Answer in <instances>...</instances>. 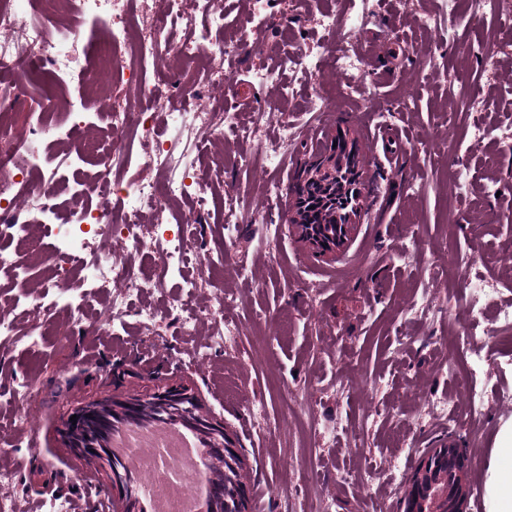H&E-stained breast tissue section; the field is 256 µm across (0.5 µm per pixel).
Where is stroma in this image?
<instances>
[{
    "label": "stroma",
    "instance_id": "obj_1",
    "mask_svg": "<svg viewBox=\"0 0 512 512\" xmlns=\"http://www.w3.org/2000/svg\"><path fill=\"white\" fill-rule=\"evenodd\" d=\"M335 32L314 12L268 6L261 34L251 31L252 0H224L223 38L233 47L229 78L210 91L214 109L238 113L247 138L217 140L200 128L173 134L167 115L190 109L172 96L156 110V130L174 155L211 170L201 199L166 212L161 233L184 231L193 243L178 277L110 316L108 299L71 259L47 267L59 224H30L37 252L9 238L0 252L25 266H0V512H102L108 479L66 448L70 412L104 395L184 383L232 433L247 462L254 512H402L419 456L449 437L464 448L468 475L485 479L498 435L512 425V328L498 319L512 306V34L500 30L496 0H321ZM361 21L350 35L352 18ZM349 36L354 66L313 72L317 49ZM491 39L489 53L463 59L459 43ZM298 62L294 98L275 108L278 83L258 85L256 69ZM88 100L85 137L102 142L110 123L92 93L70 84L51 119L68 122L70 99ZM322 110H315L317 102ZM265 120H257V113ZM294 138L279 163L261 161L282 127ZM358 150L399 156L384 196L361 211L344 250L326 258L305 248L292 223L294 187L304 165L338 134ZM251 158L242 165L241 156ZM465 171L468 191L454 175ZM265 200L257 217L225 212L226 195ZM223 248L222 265L202 257ZM488 282L483 317L471 320V295L450 285L449 266ZM56 279L68 295L50 288ZM199 286L187 294L182 281ZM233 306H225V295ZM84 303L95 326L70 318ZM156 312L153 324L139 316ZM192 318L185 331L183 318ZM470 328V344L449 338ZM233 344H225L227 335ZM480 359L484 406L465 417L437 413L435 401L465 399L449 359ZM26 387L25 405L15 393ZM335 420V436L321 421ZM361 447H351L352 436ZM373 457L377 468L364 466Z\"/></svg>",
    "mask_w": 512,
    "mask_h": 512
}]
</instances>
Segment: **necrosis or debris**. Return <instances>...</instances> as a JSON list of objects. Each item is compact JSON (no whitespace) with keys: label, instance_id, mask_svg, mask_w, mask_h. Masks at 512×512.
<instances>
[{"label":"necrosis or debris","instance_id":"obj_1","mask_svg":"<svg viewBox=\"0 0 512 512\" xmlns=\"http://www.w3.org/2000/svg\"><path fill=\"white\" fill-rule=\"evenodd\" d=\"M101 0H0V79L7 88L0 89V233L17 232L18 201H26L28 214L48 223L56 216L54 201L59 181L40 172V157L29 147L30 139L72 144L85 150L81 135L82 109H74L69 126H52L43 118L34 123L18 125L12 116L19 109L17 89L31 78L49 73L56 80L84 81L96 75L99 85L121 80L136 87L143 96L159 102L168 98L173 85L149 82L146 74L155 61L169 56L183 61L195 60L200 51H207L208 62L197 73L193 93L224 77V63L231 55L226 43L210 42L211 32L224 29L223 0H153V18L148 31L137 32L133 25L107 28L103 39L90 51L74 52L83 40L80 27L60 24L55 4H63L66 12L87 13ZM184 31L183 39L171 38L172 28ZM99 111L111 112V137L99 146V169L94 183L97 204L93 211L79 214L75 234L61 233L60 244L53 258L90 255L95 272L93 285L98 292L111 294L113 284H122L124 293L113 296V308H120L125 298L154 292L161 288L173 253L190 249L188 236L177 234L167 239L158 258L160 271L143 277L130 276L124 262L128 247L137 245L146 226L144 216L168 210L171 202L185 196L190 189L202 188L209 179L208 170L190 165L177 166L168 140L154 131L153 113L125 105L111 109L107 98L97 102ZM174 123L185 129L206 128L213 137L236 130L240 122L236 113L212 110L203 106L186 112L172 113ZM141 133L139 158L155 169L154 177L122 186L112 178L114 170L125 167L133 155L125 145L130 133ZM124 194L127 208L121 215L112 211V197Z\"/></svg>","mask_w":512,"mask_h":512}]
</instances>
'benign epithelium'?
Listing matches in <instances>:
<instances>
[{
  "label": "benign epithelium",
  "instance_id": "1",
  "mask_svg": "<svg viewBox=\"0 0 512 512\" xmlns=\"http://www.w3.org/2000/svg\"><path fill=\"white\" fill-rule=\"evenodd\" d=\"M336 166V148L317 158L305 170L295 201L293 223L299 239L315 255L333 254L350 239L355 217L361 205V193L356 203L344 215V223L335 231H326L312 223V210H324L331 205L333 195L313 193L310 184L316 174ZM151 409H159L170 418L183 423L208 446L202 466L210 469L226 462L242 472L245 459L224 428L214 423L201 411L197 396L183 383L167 384L146 394L126 398L104 397L74 411L76 421H68L64 432L65 443L80 458L94 457L108 469L112 488L118 492L112 499V512H140L142 500L133 489L123 463L112 456L108 448L109 428H118L143 418ZM408 512H466L468 500L467 463L463 449L454 443L429 448L419 457L407 486ZM248 486L243 484L228 494L224 483L211 480L204 512H250Z\"/></svg>",
  "mask_w": 512,
  "mask_h": 512
}]
</instances>
